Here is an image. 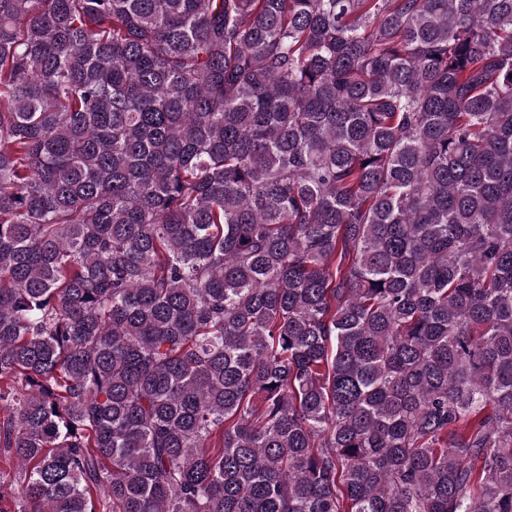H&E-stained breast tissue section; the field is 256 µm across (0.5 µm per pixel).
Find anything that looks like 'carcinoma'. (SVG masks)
I'll use <instances>...</instances> for the list:
<instances>
[{
	"label": "carcinoma",
	"instance_id": "carcinoma-1",
	"mask_svg": "<svg viewBox=\"0 0 512 512\" xmlns=\"http://www.w3.org/2000/svg\"><path fill=\"white\" fill-rule=\"evenodd\" d=\"M0 512H512V0H0Z\"/></svg>",
	"mask_w": 512,
	"mask_h": 512
}]
</instances>
